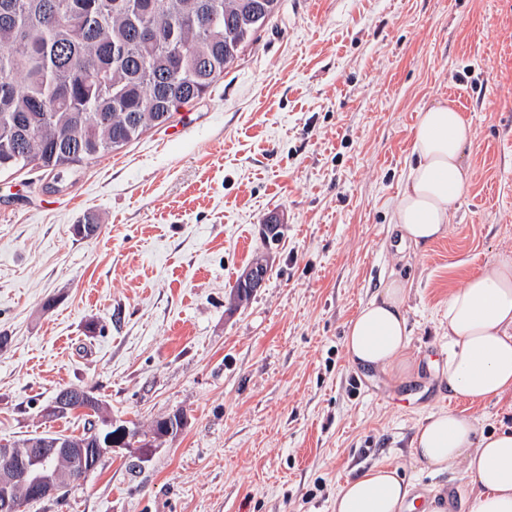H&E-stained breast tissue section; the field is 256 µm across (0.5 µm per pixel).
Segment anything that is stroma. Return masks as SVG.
<instances>
[{
	"label": "stroma",
	"mask_w": 512,
	"mask_h": 512,
	"mask_svg": "<svg viewBox=\"0 0 512 512\" xmlns=\"http://www.w3.org/2000/svg\"><path fill=\"white\" fill-rule=\"evenodd\" d=\"M442 99L469 126L470 187L444 237L400 254L415 126ZM51 181L0 174V441L81 433L80 418L44 415L72 384L116 423L186 424L148 458L107 452L24 512H331L339 484L380 462L417 493L469 496L412 442L442 409L512 427V392L469 404L433 365L449 293L512 261V0H280L205 97L63 191ZM92 214L99 234L77 237ZM272 216L282 235L268 245ZM265 252L264 284L234 303ZM395 278L416 381L354 366L344 346Z\"/></svg>",
	"instance_id": "1"
}]
</instances>
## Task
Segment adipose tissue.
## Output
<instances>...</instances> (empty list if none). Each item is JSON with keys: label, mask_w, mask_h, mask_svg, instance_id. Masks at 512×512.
I'll return each mask as SVG.
<instances>
[{"label": "adipose tissue", "mask_w": 512, "mask_h": 512, "mask_svg": "<svg viewBox=\"0 0 512 512\" xmlns=\"http://www.w3.org/2000/svg\"><path fill=\"white\" fill-rule=\"evenodd\" d=\"M467 123L453 102L421 112L413 159L393 223L398 250L442 237L453 204L471 174L462 156ZM404 283L394 280L349 322L345 346L352 364L399 375L412 372ZM440 374L454 394L482 403L512 391V262L486 264L448 297V350ZM415 459L437 471L461 470L474 493L469 512H512V430L483 435L475 416L441 410L421 423ZM416 496L396 467L374 466L346 479L332 512H409Z\"/></svg>", "instance_id": "ef3b65f1"}]
</instances>
